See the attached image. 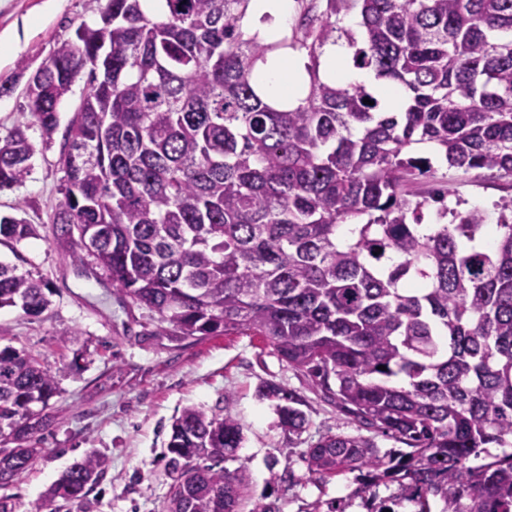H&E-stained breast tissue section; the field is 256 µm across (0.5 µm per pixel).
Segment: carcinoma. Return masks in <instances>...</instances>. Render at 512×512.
I'll return each instance as SVG.
<instances>
[{
	"label": "carcinoma",
	"instance_id": "obj_1",
	"mask_svg": "<svg viewBox=\"0 0 512 512\" xmlns=\"http://www.w3.org/2000/svg\"><path fill=\"white\" fill-rule=\"evenodd\" d=\"M249 3L161 0L150 13L107 0L100 23L80 25L27 85L31 122L0 136V190L29 176L27 130L51 139L70 68L87 70L50 217L72 262L93 259L163 334L261 337L359 426L405 445L327 433L307 449L312 476L357 471L363 493L397 485L371 494L368 512L405 501L431 512L432 498L440 512H512V200L494 224L445 207L424 233L423 209L446 192L409 190L432 169L410 154L422 143L452 168L512 178V0H326L300 34L263 39L244 37ZM354 9L358 38L340 25ZM343 38L354 66L403 86V111L320 78L323 47ZM288 48L309 57L296 107L273 105L253 80ZM34 234L0 216V244ZM44 288L0 261V309L38 317ZM58 391L40 357L0 347L1 486L38 457ZM260 396L288 436L307 429L295 391L267 382ZM243 440L231 415L182 409L165 454L179 512H238L246 469L222 463ZM107 467L92 452L46 497L82 500Z\"/></svg>",
	"mask_w": 512,
	"mask_h": 512
}]
</instances>
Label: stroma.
<instances>
[{
	"label": "stroma",
	"mask_w": 512,
	"mask_h": 512,
	"mask_svg": "<svg viewBox=\"0 0 512 512\" xmlns=\"http://www.w3.org/2000/svg\"><path fill=\"white\" fill-rule=\"evenodd\" d=\"M106 0H0V135L25 123L28 80L49 60L57 43L72 39L81 24L99 22ZM86 90L78 75L59 106L60 122L51 143L39 129L29 136L36 151L23 185L0 191V214L23 205L36 234L9 247L0 260H18L20 270L48 282L51 304L33 318L17 308L0 309L6 344L41 357L55 374L60 394L51 401L42 453L33 466L0 488L14 512H53L44 494L72 463L90 452L107 456L104 479L70 512H163L171 480L163 455L171 425L189 405L227 407L243 427L238 464L250 476L246 512L273 505L276 512H329L345 503L347 512H366L358 495V473L318 479L302 460L310 444L327 432L356 433L336 407L314 392L306 378L273 348L247 332L204 340L157 333L147 310L119 300L112 283L91 268L74 265L69 248L48 232L58 208L65 173L57 159L73 111ZM436 174L417 180L412 190L428 194L445 186L464 202L496 220L497 206L512 198V179L487 171L462 173L432 156ZM79 330L78 342L61 336ZM295 390L306 401L309 426L286 438L274 404L260 399L263 383Z\"/></svg>",
	"instance_id": "stroma-1"
}]
</instances>
